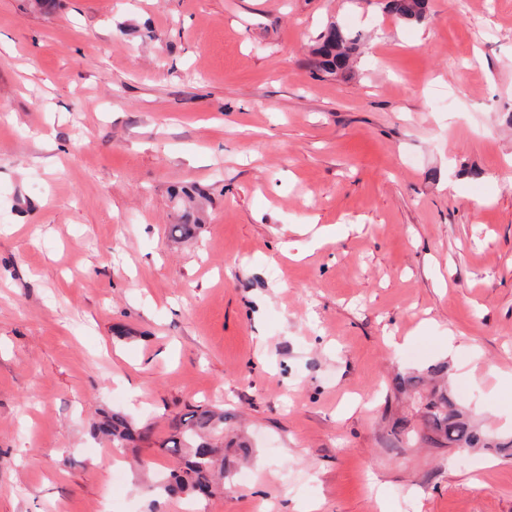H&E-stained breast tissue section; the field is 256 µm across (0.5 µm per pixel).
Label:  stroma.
Segmentation results:
<instances>
[{
    "label": "stroma",
    "mask_w": 512,
    "mask_h": 512,
    "mask_svg": "<svg viewBox=\"0 0 512 512\" xmlns=\"http://www.w3.org/2000/svg\"><path fill=\"white\" fill-rule=\"evenodd\" d=\"M437 363L512 434V0H0V512H145L91 419L163 477L203 403L224 493L161 512H512L397 389ZM427 0H388L385 8L401 21H420L424 18ZM320 40L313 51L315 70L329 75L348 70L352 57L358 51L360 35H353L350 30L331 23ZM91 432L112 443V448H137L138 443L152 440V428L136 427L121 413L104 414L91 424ZM111 448V452H112Z\"/></svg>",
    "instance_id": "1"
}]
</instances>
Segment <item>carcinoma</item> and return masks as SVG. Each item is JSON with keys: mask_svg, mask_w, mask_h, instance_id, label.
Returning <instances> with one entry per match:
<instances>
[{"mask_svg": "<svg viewBox=\"0 0 512 512\" xmlns=\"http://www.w3.org/2000/svg\"><path fill=\"white\" fill-rule=\"evenodd\" d=\"M427 0H387L386 9L401 21L424 18ZM360 36L340 25L330 24L313 51L315 70L336 75L350 68L359 48ZM418 412L429 439L436 444H460L468 449L484 448L496 455L512 457V435L490 434L477 427L458 408L454 394L442 388L416 392ZM224 409L210 405L191 406L174 416L170 434L159 448L177 459L160 484H149L146 491L157 504L164 496L186 494L211 498L224 492ZM91 432L112 443L114 448H136L152 440V428H139L121 413L104 414L91 424Z\"/></svg>", "mask_w": 512, "mask_h": 512, "instance_id": "cac0c4a2", "label": "carcinoma"}]
</instances>
